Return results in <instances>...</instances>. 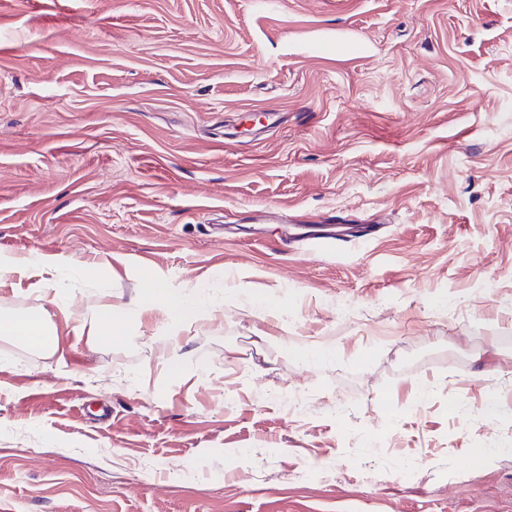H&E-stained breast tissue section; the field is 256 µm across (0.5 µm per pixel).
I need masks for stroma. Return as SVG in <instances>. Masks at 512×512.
<instances>
[{"label":"stroma","instance_id":"35a3bbf8","mask_svg":"<svg viewBox=\"0 0 512 512\" xmlns=\"http://www.w3.org/2000/svg\"><path fill=\"white\" fill-rule=\"evenodd\" d=\"M34 251L106 267L0 287L60 333L0 337V512H512V0H0ZM158 282L209 317L51 303ZM160 312L171 324L190 319L206 318L207 313L197 305L195 300L180 289H148L131 302L119 307L104 304L91 316V326L106 342L128 340L124 325L140 320L144 313Z\"/></svg>","mask_w":512,"mask_h":512}]
</instances>
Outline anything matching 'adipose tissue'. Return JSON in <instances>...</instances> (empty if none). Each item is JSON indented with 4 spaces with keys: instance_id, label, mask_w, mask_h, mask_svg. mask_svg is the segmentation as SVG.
<instances>
[{
    "instance_id": "adipose-tissue-1",
    "label": "adipose tissue",
    "mask_w": 512,
    "mask_h": 512,
    "mask_svg": "<svg viewBox=\"0 0 512 512\" xmlns=\"http://www.w3.org/2000/svg\"><path fill=\"white\" fill-rule=\"evenodd\" d=\"M29 269L47 272L48 277L42 282L46 288L53 287L55 278L64 274L82 283L96 281L100 275L99 265L78 263L59 253L33 252L21 260L0 256V286L9 276ZM154 311L160 312L171 324L201 319L206 315L205 310L181 290L150 289L121 307L115 308L109 304L100 306L91 316V326L104 341L122 342L127 338L126 324ZM0 336L15 339L37 350L52 351L58 347L57 330L51 324L49 313L43 309L1 313Z\"/></svg>"
}]
</instances>
